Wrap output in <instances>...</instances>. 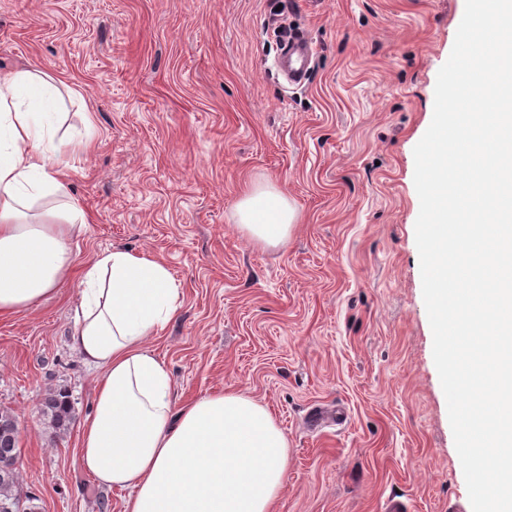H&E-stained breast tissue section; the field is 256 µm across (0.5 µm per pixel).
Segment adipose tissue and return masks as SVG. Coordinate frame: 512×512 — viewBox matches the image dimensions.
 Segmentation results:
<instances>
[{"label":"adipose tissue","instance_id":"obj_1","mask_svg":"<svg viewBox=\"0 0 512 512\" xmlns=\"http://www.w3.org/2000/svg\"><path fill=\"white\" fill-rule=\"evenodd\" d=\"M59 101L35 73L0 74V316L55 293L74 264L68 243L88 222L50 163ZM237 215L272 245L295 220L270 186L246 193ZM79 285L82 317L70 342L102 371L80 435L83 469L124 491L122 512H274L288 440L267 408L230 386L175 407L171 375L147 346L178 309L165 263L125 249L98 253L83 262Z\"/></svg>","mask_w":512,"mask_h":512}]
</instances>
